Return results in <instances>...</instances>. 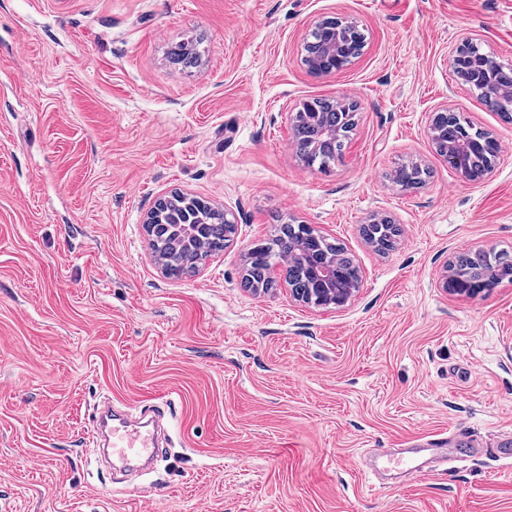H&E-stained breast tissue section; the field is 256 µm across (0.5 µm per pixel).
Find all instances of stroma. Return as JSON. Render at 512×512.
<instances>
[{
	"instance_id": "1",
	"label": "stroma",
	"mask_w": 512,
	"mask_h": 512,
	"mask_svg": "<svg viewBox=\"0 0 512 512\" xmlns=\"http://www.w3.org/2000/svg\"><path fill=\"white\" fill-rule=\"evenodd\" d=\"M361 54L317 77L320 19ZM512 61V0H0V512H512V281L442 276L512 250V121L461 84L462 37ZM194 47L193 66L173 48ZM353 100L343 157L298 159L288 115ZM454 110L502 149L465 179L435 149ZM430 176L400 190L403 162ZM230 210V247L166 277L143 227L173 190ZM401 230L380 253L372 215ZM338 240L341 308L244 287L276 225ZM167 402L155 472L112 484L95 402Z\"/></svg>"
}]
</instances>
